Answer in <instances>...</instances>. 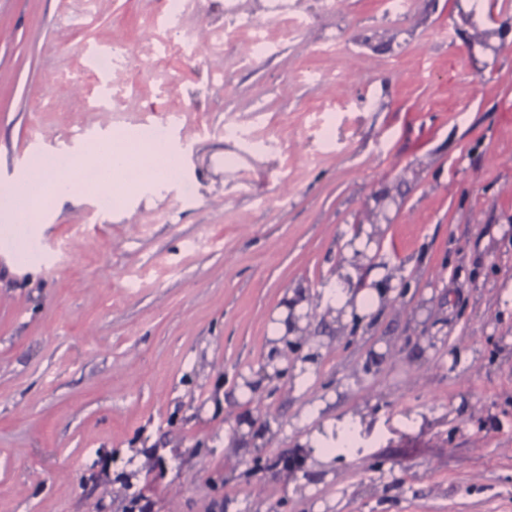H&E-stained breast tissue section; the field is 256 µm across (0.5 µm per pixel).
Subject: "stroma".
<instances>
[{"instance_id": "35a3bbf8", "label": "stroma", "mask_w": 512, "mask_h": 512, "mask_svg": "<svg viewBox=\"0 0 512 512\" xmlns=\"http://www.w3.org/2000/svg\"><path fill=\"white\" fill-rule=\"evenodd\" d=\"M164 2L0 0V208L30 141L174 127L164 181L0 225V512H512V0ZM353 249L393 296L343 323Z\"/></svg>"}]
</instances>
